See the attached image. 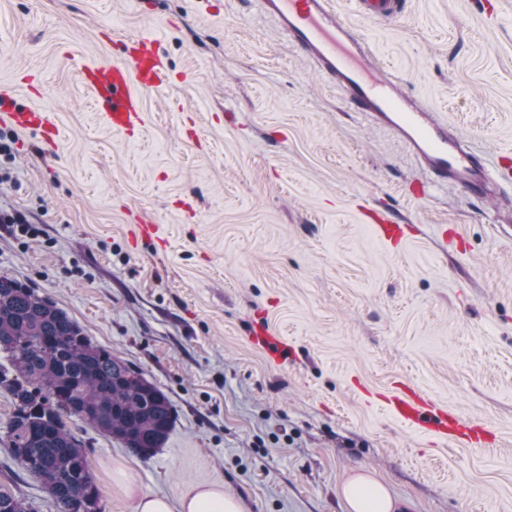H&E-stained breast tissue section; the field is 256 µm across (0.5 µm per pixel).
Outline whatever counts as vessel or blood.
<instances>
[{
	"mask_svg": "<svg viewBox=\"0 0 512 512\" xmlns=\"http://www.w3.org/2000/svg\"><path fill=\"white\" fill-rule=\"evenodd\" d=\"M259 5L357 111L392 131L436 181L463 187L474 197H493L490 174L495 161L467 144L417 96L401 91L397 76L379 63L368 40L340 19L334 0H259ZM401 7V0H357L358 11L370 18L389 17ZM162 76V60L149 39L138 41L122 62L83 71L107 125L119 132L133 128L139 120L137 90L159 87ZM6 115L17 126L41 128L46 143H54L57 130L44 113L10 109ZM368 218L379 238L396 242L403 237V226L392 217L372 212ZM392 412L404 425L451 439L472 444L486 437L484 429L463 424L454 413L409 388L394 397Z\"/></svg>",
	"mask_w": 512,
	"mask_h": 512,
	"instance_id": "1",
	"label": "vessel or blood"
}]
</instances>
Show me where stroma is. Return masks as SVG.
I'll return each instance as SVG.
<instances>
[{"label":"stroma","instance_id":"35a3bbf8","mask_svg":"<svg viewBox=\"0 0 512 512\" xmlns=\"http://www.w3.org/2000/svg\"><path fill=\"white\" fill-rule=\"evenodd\" d=\"M406 0L388 19L339 14L425 106L488 157L512 151V0ZM156 39L141 126L112 131L81 77ZM0 91L61 138L15 130L0 275L50 297L95 344L170 399L148 459L68 424L100 512L209 484L248 512H348L344 486L385 485L395 512H512V177L498 197L437 189L355 112L256 0H0ZM391 210V244L365 224ZM157 224L159 247L134 226ZM279 336L272 359L253 338ZM408 386L492 428L451 444L398 422ZM0 489L55 512L0 441Z\"/></svg>","mask_w":512,"mask_h":512}]
</instances>
